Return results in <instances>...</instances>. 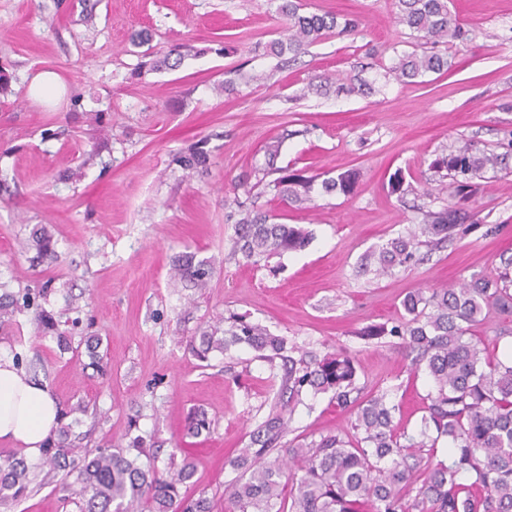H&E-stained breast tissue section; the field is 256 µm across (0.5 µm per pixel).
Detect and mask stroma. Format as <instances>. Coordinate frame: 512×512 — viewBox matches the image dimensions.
Here are the masks:
<instances>
[{
	"label": "stroma",
	"mask_w": 512,
	"mask_h": 512,
	"mask_svg": "<svg viewBox=\"0 0 512 512\" xmlns=\"http://www.w3.org/2000/svg\"><path fill=\"white\" fill-rule=\"evenodd\" d=\"M303 2L358 28L286 64L265 50L285 28L270 0H0V300L46 291L55 321L42 332L32 312L17 315L0 327V357H40L37 381L58 406L87 404L74 426L84 451L131 431L164 472L186 449L196 468L187 494L217 512L235 476L228 462L266 417L282 371L244 345L199 360L188 343L201 328L245 315L297 351L348 355L362 396L393 390L398 427L414 434L430 382L399 339L366 341L362 330L398 324L409 292L493 278L512 258V0H462L465 45L443 46L448 71L413 80L387 74L417 47L395 0ZM175 48L180 65L160 67ZM44 71L64 84L59 100L31 96ZM358 78L371 93L354 90ZM276 142L279 166L316 180L357 172L354 193L317 188L308 207L283 204L263 171ZM467 144L507 156L479 178L472 219L391 275L359 272L365 254L455 204L452 178L429 163ZM194 149L206 168L182 166ZM398 170L413 178L402 198L389 192ZM252 206L305 228L306 246L244 265L237 220ZM42 230L47 257L31 245ZM185 255L206 265L207 287L178 276ZM88 336L103 340V370L74 350ZM469 336L504 356L512 311L491 310ZM196 411L211 426L193 438ZM354 419L309 391L290 434L316 439Z\"/></svg>",
	"instance_id": "obj_1"
}]
</instances>
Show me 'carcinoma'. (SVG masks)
Listing matches in <instances>:
<instances>
[{
  "label": "carcinoma",
  "mask_w": 512,
  "mask_h": 512,
  "mask_svg": "<svg viewBox=\"0 0 512 512\" xmlns=\"http://www.w3.org/2000/svg\"><path fill=\"white\" fill-rule=\"evenodd\" d=\"M288 22L283 37L271 42L276 56L295 55L328 36L353 32L356 23L329 13H303L299 0H271ZM450 0H395L396 22L414 32L425 44L462 42L466 39ZM448 57L435 51L409 53L388 70L395 78L414 79L428 72L448 70ZM279 145L266 150L265 171L277 173L273 188L281 201L302 205L311 201L312 178L299 170L276 166ZM503 158L476 153L468 147L432 160V169L453 174L458 202L426 215L424 223L405 236L392 238L364 257L362 266L377 276L407 266L414 258L419 237L428 242L448 237L458 224L471 218L465 204L477 194L474 179L484 169L496 168ZM355 174L344 172L322 180L326 193L349 196ZM266 211L246 210L240 218L238 252L247 265L301 249L308 232L299 226L272 222ZM178 275L207 285L208 273L185 257ZM512 309V280L508 272L496 279L472 277L460 286L413 291L403 301L404 321L391 328L371 326L366 339L396 336L414 353L416 370H425L432 382L425 415L416 435L397 432L393 419L400 404L388 392L367 398L355 395L356 368L350 357L330 354L319 359L288 355L287 341L258 325L235 321L229 328L210 326L199 340L189 343L205 360L212 351L245 344L272 362H283L277 400L250 434V448L229 465L241 470L224 485L229 512H512V359L492 355L481 342L466 335L482 323L491 307ZM37 309V325L50 329L53 321L41 310L37 297L25 294L9 304L0 303V322L15 311ZM306 389L333 392L342 409H357L353 433L336 432L308 443H283L289 432L286 410L300 401ZM87 413L78 402L68 407L52 430L39 469L58 478L56 490L64 504L76 512H213L204 495L182 493L195 474L190 457L179 468L160 474L139 462L145 447L141 436L127 446L109 444L92 455H75L72 423ZM448 439V462L432 464L424 449ZM137 455H131V451ZM32 483L30 467L17 456L0 462V508L23 498ZM79 489H74V486Z\"/></svg>",
  "instance_id": "obj_1"
}]
</instances>
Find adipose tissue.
<instances>
[{"mask_svg":"<svg viewBox=\"0 0 512 512\" xmlns=\"http://www.w3.org/2000/svg\"><path fill=\"white\" fill-rule=\"evenodd\" d=\"M59 416L47 390L0 358V439L23 445L31 459H38Z\"/></svg>","mask_w":512,"mask_h":512,"instance_id":"1","label":"adipose tissue"}]
</instances>
